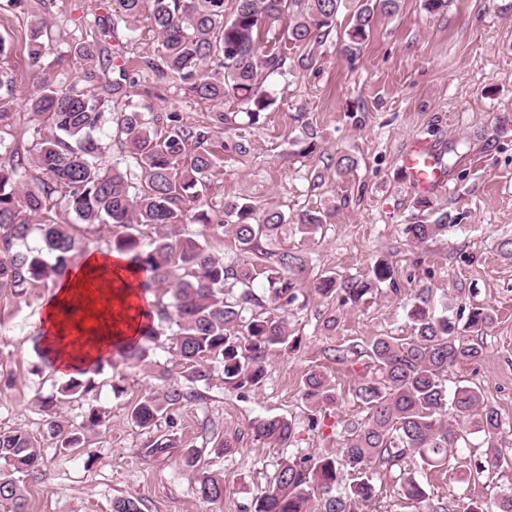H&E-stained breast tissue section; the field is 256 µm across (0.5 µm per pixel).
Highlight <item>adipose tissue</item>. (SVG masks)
Here are the masks:
<instances>
[{
	"mask_svg": "<svg viewBox=\"0 0 512 512\" xmlns=\"http://www.w3.org/2000/svg\"><path fill=\"white\" fill-rule=\"evenodd\" d=\"M138 273L127 255L89 251L79 269L58 283L36 314L42 343L56 346L54 366L68 376L76 359L102 357L100 344L135 339L147 324L149 311L140 301Z\"/></svg>",
	"mask_w": 512,
	"mask_h": 512,
	"instance_id": "adipose-tissue-1",
	"label": "adipose tissue"
}]
</instances>
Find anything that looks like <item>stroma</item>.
I'll return each mask as SVG.
<instances>
[{"label":"stroma","mask_w":512,"mask_h":512,"mask_svg":"<svg viewBox=\"0 0 512 512\" xmlns=\"http://www.w3.org/2000/svg\"><path fill=\"white\" fill-rule=\"evenodd\" d=\"M398 4L395 13L377 17L352 63L341 53L351 13L341 11L313 68L266 78L264 87L276 102L258 123H250L242 105L225 101L232 122L214 139L208 200L217 212L240 198L284 212L288 222L272 250L301 256L306 278L323 271L362 275L386 258L395 267L399 293L385 288L341 308L306 294L290 323L299 349H275L254 391L218 382L202 400L175 410L173 423H160L158 431L171 436L177 449L151 459L142 453L149 435L128 412L153 378L138 365L107 363L88 399L52 404L57 378L39 367L35 314L54 286L45 284L24 299L0 292V373L13 377L11 386H0V428L27 432L44 445L42 477L26 485L28 512H112L119 498L140 500L144 512H245L283 460L295 454L315 459L340 447L345 421L364 415L353 388L370 361L353 356L340 364L331 360L332 349L363 345L380 334L409 335L402 298L422 287L431 288L437 304L457 294L492 309L495 322L481 339L482 356L449 371L448 382L481 387L486 404L501 415L499 444L512 448V258L498 249L512 238V0H448L447 12L437 15L424 10L423 0ZM111 13L112 0H21L13 8L0 0V37L8 46L0 55V112L6 115L0 138L21 154H32L54 133L26 109L36 84L25 51L31 25L46 21L54 36L42 71L75 86L77 65L61 67L57 56L95 40ZM157 46L144 21L135 33L114 39L115 61L132 80L115 111L175 112L189 126L209 120L212 105L138 66L139 57ZM310 129L317 148L307 155ZM229 139L243 142L246 152L224 150ZM418 145L447 160L443 184L423 193L408 185L402 170L404 156ZM341 155L355 158L350 173L331 166ZM422 198L461 221L418 246L402 227L418 216ZM309 209L324 219L311 238L296 229L298 214ZM331 317L337 320L332 329L326 326ZM313 370L325 373L339 395L337 405L315 413L302 396L303 380ZM117 382L119 394L112 391ZM92 405L106 411L107 423L87 430L82 415ZM265 416L293 424L292 444L269 447L254 440L249 424ZM55 418L80 433L81 447L48 438L47 424ZM220 439L234 441V453L216 452ZM188 446L202 449L207 471L223 475L222 501L196 496L195 478L181 458ZM407 468L447 500L449 512H465L471 498L492 502L512 485V468H493L462 494L452 471L425 470L415 459Z\"/></svg>","instance_id":"1"}]
</instances>
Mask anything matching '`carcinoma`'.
<instances>
[{"instance_id":"1","label":"carcinoma","mask_w":512,"mask_h":512,"mask_svg":"<svg viewBox=\"0 0 512 512\" xmlns=\"http://www.w3.org/2000/svg\"><path fill=\"white\" fill-rule=\"evenodd\" d=\"M114 3L110 26L102 34L130 31L144 13L157 34L161 53L143 57L141 68L182 84L194 97L215 106L233 99L246 106L254 121L275 104L263 89L265 77L287 62L286 56L265 46L273 24L288 16L287 38L305 48L301 66L309 68L346 7L344 0H233L230 10L227 0ZM397 7V0H357L344 48L349 60L369 36L375 16L391 14ZM49 49L48 24L39 21L31 28L27 51L34 71L40 70ZM74 60L83 80L94 88L69 90L41 76L29 100L31 116L50 123L57 134L38 143L28 159L0 140V290L21 296L29 288L61 279L88 251L79 225L111 227L109 249L129 256L141 274V292L155 296L152 307L158 323L146 326L136 340L112 346V356L144 365L150 377L160 381L130 409L132 423L150 433L162 417L200 399L199 389L216 380L234 390L259 386L272 350L298 347L288 311L303 294L302 259L287 252L277 264H266L264 245L287 222L278 209L261 210L246 200H231L224 203L219 219H213L207 195L215 168L212 138L224 127L220 110L209 123L194 127L184 125L175 112L151 118L122 112L118 133L133 167L99 163L102 147L91 131L104 121L106 102L125 96L128 72L121 66L109 68V51L100 43L77 46ZM32 167L45 174L33 187L28 185ZM55 192L64 195L77 223L36 221ZM188 219L212 224L217 233L233 237L240 258L225 260L210 242L186 229ZM298 224L301 233L315 234L323 214L307 210ZM454 225L456 218L437 212L429 221L404 225V234L425 243ZM36 229L45 247L17 250ZM260 277L267 282L262 296L254 291ZM384 286L400 293L392 263L378 259L366 275L338 279L332 272L321 273L313 290L324 299L356 305ZM405 310L410 335L374 336L361 350L356 344L334 349L336 362L357 354L374 364L371 375L353 388L368 412L358 422L345 423L342 447L314 461L297 456L283 461L250 512H369L378 493L374 476L395 471L404 497L418 504L419 512H448L447 501L431 497L423 483L405 472L406 459L417 458L430 469H447L454 460L462 484L487 465L500 468L509 463L506 449L494 444L487 449L486 464L477 462L473 468L449 448L457 429L470 427L490 441L499 433L501 416L484 404L479 387L458 385L450 393L447 385L449 369L482 354L480 345L459 336L454 311L467 313L464 327L482 334L494 323L491 309L451 299L437 315L429 289L419 288L407 299ZM165 344L182 362L180 381L172 379L167 365L150 357ZM102 367L99 360L78 376L57 382L56 401L86 398L95 389L93 375ZM303 398L313 412L339 401L329 377L317 370L306 375ZM249 429L255 440L270 446L291 443L294 433L293 424L280 417L255 420ZM47 432L65 446L79 442L54 420ZM173 449L172 439L160 434L147 442L143 454L162 458ZM43 452L31 434L0 429V463L5 465L0 469V503L9 505L11 512H25L23 481L41 474ZM181 457L195 475L201 499L224 498V477L199 471L201 449L183 448ZM466 512H512V488L489 506L470 500Z\"/></svg>"}]
</instances>
